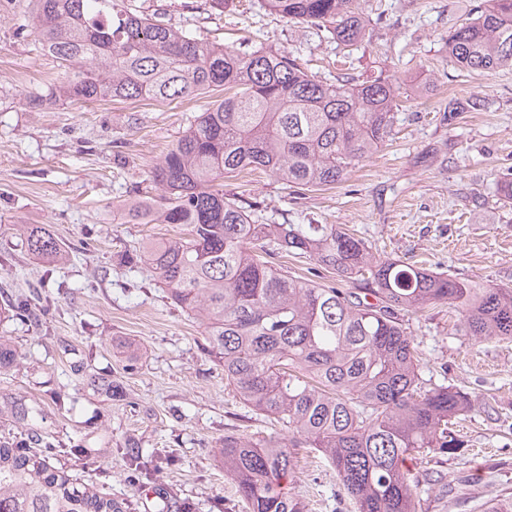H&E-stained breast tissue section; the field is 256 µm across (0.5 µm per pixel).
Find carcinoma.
Listing matches in <instances>:
<instances>
[{
    "label": "carcinoma",
    "mask_w": 512,
    "mask_h": 512,
    "mask_svg": "<svg viewBox=\"0 0 512 512\" xmlns=\"http://www.w3.org/2000/svg\"><path fill=\"white\" fill-rule=\"evenodd\" d=\"M263 4L290 22L328 30L339 46L365 34L353 0ZM35 10L41 50L64 67L51 87L58 99L173 101L233 91L146 172L164 195L125 205L135 224H179L185 233L147 239L124 263L150 269L168 299L204 327L225 385L281 425L258 439L224 437V473L249 512H307L281 491L303 449L324 456L356 512H419L420 476L405 462L427 450L456 455L464 441L454 420L470 399L453 386H426L402 317L445 303L457 313V334L512 339V288L376 257L335 224H259L224 195V176L247 169L303 190L342 182L394 135L401 85L382 74L327 83L291 52L209 41L131 0H35ZM447 45L467 70L512 67V0H487L448 33ZM484 107L478 96L451 99L448 120ZM18 231L44 262L65 258L43 225ZM279 253L309 258L360 288L289 277L270 260ZM17 364L11 338L0 336V372ZM0 419L27 428L22 440H0V512H126L124 501L74 483L50 463L60 449L31 425L33 410L22 399L1 395Z\"/></svg>",
    "instance_id": "carcinoma-1"
}]
</instances>
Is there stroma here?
<instances>
[{"mask_svg": "<svg viewBox=\"0 0 512 512\" xmlns=\"http://www.w3.org/2000/svg\"><path fill=\"white\" fill-rule=\"evenodd\" d=\"M364 38L346 51L314 29L267 14L261 0H135L196 36L248 51L299 56L324 81L369 80L379 71L408 89L394 138L332 188L299 191L255 174L224 180L225 194L272 224L315 219L349 229L387 256L486 285L512 286V205L498 182L512 174V68L480 76L450 62L451 28L485 0H359ZM31 0H0V293L42 297L39 321L0 318L19 363L0 372V394L35 406L44 436L67 447L55 465L74 481L127 500L130 512H246L218 454L226 435L253 438L265 419L224 385L200 324L170 303L150 271L123 262L145 237L178 236L173 224L128 223L123 205L149 191L147 169L222 100L216 90L156 102L56 100L35 108L63 68L40 52ZM428 82L417 95L410 84ZM478 95L487 108L448 117V101ZM18 224H43L67 252L57 265L29 254ZM422 376L469 393L475 409L459 430L465 446L413 460L425 473L422 512H483L512 496V340L455 333L450 308L410 316ZM141 448L139 485L123 450ZM288 487L308 512H354L323 457H301Z\"/></svg>", "mask_w": 512, "mask_h": 512, "instance_id": "35a3bbf8", "label": "stroma"}]
</instances>
